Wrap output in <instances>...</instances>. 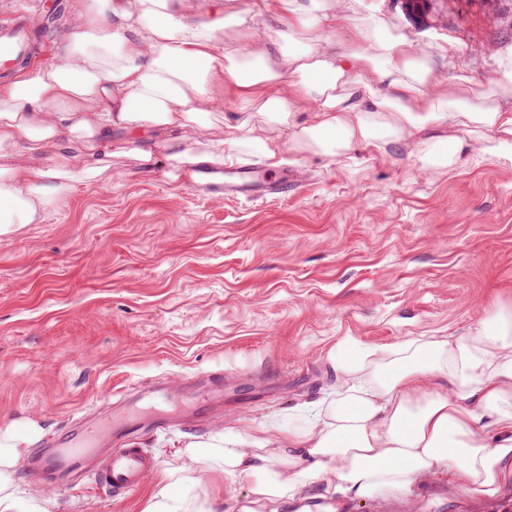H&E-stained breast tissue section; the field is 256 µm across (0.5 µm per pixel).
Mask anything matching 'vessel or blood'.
<instances>
[{"mask_svg":"<svg viewBox=\"0 0 512 512\" xmlns=\"http://www.w3.org/2000/svg\"><path fill=\"white\" fill-rule=\"evenodd\" d=\"M34 49L23 15L0 23V76H9L27 63ZM289 189L287 176L261 177L254 168L234 167L225 171L224 183L218 191L227 196L252 192L261 197L278 198ZM151 396L161 403V411L117 419L105 412L91 419L75 420L66 431L53 438L51 448L25 461L26 470L49 473L61 482L87 472L96 485L113 495H129L156 465L154 458L136 442V434L145 429L166 430L178 424V416L166 412L165 404L176 400L196 404L223 398L224 379L220 374H211L205 383L188 382L177 389L161 382L154 386Z\"/></svg>","mask_w":512,"mask_h":512,"instance_id":"obj_1","label":"vessel or blood"}]
</instances>
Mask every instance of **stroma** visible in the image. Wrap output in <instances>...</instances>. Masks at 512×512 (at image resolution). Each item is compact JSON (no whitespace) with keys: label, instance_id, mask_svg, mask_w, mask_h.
<instances>
[{"label":"stroma","instance_id":"obj_1","mask_svg":"<svg viewBox=\"0 0 512 512\" xmlns=\"http://www.w3.org/2000/svg\"><path fill=\"white\" fill-rule=\"evenodd\" d=\"M442 73L485 82L512 70V0H360ZM277 199H227L118 161L78 184L43 223L0 236V433L46 447L162 380L222 373L224 407L138 440L158 463L220 430L287 423L335 387L328 351L462 336L512 301V158L465 149L444 172L409 144L352 159L295 157ZM179 496L237 512L251 492L214 462ZM42 512H144L158 473L116 500L90 477L71 487L14 474ZM425 512H512V486L466 493L438 478Z\"/></svg>","mask_w":512,"mask_h":512}]
</instances>
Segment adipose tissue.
Segmentation results:
<instances>
[{
  "label": "adipose tissue",
  "mask_w": 512,
  "mask_h": 512,
  "mask_svg": "<svg viewBox=\"0 0 512 512\" xmlns=\"http://www.w3.org/2000/svg\"><path fill=\"white\" fill-rule=\"evenodd\" d=\"M56 62L0 84V235L42 223L73 184L113 160L150 169L231 164L239 148L272 166L287 155L348 158L410 143L422 166L455 165L466 139L512 153V71L446 80L386 22L338 0H70ZM233 111H225V101ZM335 392L303 428L242 425L187 444L146 512H214L174 498L208 457L251 496L239 512L379 490L424 477L494 496L512 484V302L464 336L391 345L348 338L329 350ZM21 454L0 436V512H39L14 482Z\"/></svg>",
  "instance_id": "obj_1"
}]
</instances>
